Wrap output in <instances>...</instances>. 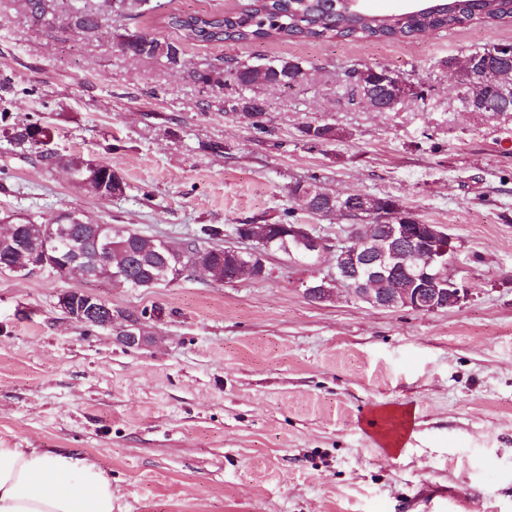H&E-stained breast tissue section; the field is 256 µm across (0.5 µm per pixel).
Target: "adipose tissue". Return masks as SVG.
Listing matches in <instances>:
<instances>
[{"label":"adipose tissue","mask_w":512,"mask_h":512,"mask_svg":"<svg viewBox=\"0 0 512 512\" xmlns=\"http://www.w3.org/2000/svg\"><path fill=\"white\" fill-rule=\"evenodd\" d=\"M0 512H112V481L68 448H1Z\"/></svg>","instance_id":"obj_1"}]
</instances>
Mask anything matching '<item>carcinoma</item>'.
<instances>
[{"mask_svg":"<svg viewBox=\"0 0 512 512\" xmlns=\"http://www.w3.org/2000/svg\"><path fill=\"white\" fill-rule=\"evenodd\" d=\"M30 19L35 24H47L55 19L53 0H23ZM165 8L164 0H100L96 9L87 7L85 0H70L66 12L68 27L83 37L94 36L99 29L102 12H111L130 18L148 17ZM173 37H157L142 30H126L119 36L122 51L149 60H159L172 69L183 66V48L196 43H251L276 40H384L399 41L415 38L431 30L451 29L468 22L481 20L489 24L512 23V0H436L430 8L413 9L398 14L354 12L344 0H246L240 8L222 13L169 11L164 16ZM196 81L205 88L222 90L230 81L237 86L264 85L279 82L288 87L299 81L303 69L288 59L267 61L228 60V70L207 65L194 71ZM484 96L493 112L512 113V95L499 94L490 83ZM46 133L37 121L24 127L0 124V133L22 151L33 149L34 133ZM303 136L311 143L336 139V129L329 124H308ZM112 234L122 235L131 242V250L115 261L125 279L140 283L151 272H158L168 259L161 241L134 229L112 226ZM188 248L202 258L229 267L233 252L220 246H202L198 241L188 242Z\"/></svg>","mask_w":512,"mask_h":512,"instance_id":"1","label":"carcinoma"}]
</instances>
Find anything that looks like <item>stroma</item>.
<instances>
[{
    "instance_id": "35a3bbf8",
    "label": "stroma",
    "mask_w": 512,
    "mask_h": 512,
    "mask_svg": "<svg viewBox=\"0 0 512 512\" xmlns=\"http://www.w3.org/2000/svg\"><path fill=\"white\" fill-rule=\"evenodd\" d=\"M107 16L93 38L64 18L33 25L0 0V112L39 116L51 148L105 161L122 197L84 191L36 151L0 137L5 216L55 222L71 211L179 244L206 225L233 246L236 224L290 218L332 240L346 216L318 219L287 190L392 196L455 237L471 290L435 313L379 309L337 290L315 303L300 284L332 270L266 259L268 275L218 284L204 271L155 288L0 272V447L71 448L112 479L113 512H512V114L464 111L448 60L512 43V26L471 24L402 41L187 45L185 64L122 52ZM225 57L288 58L290 88L248 91L262 129L229 111L233 87L202 89L193 70ZM384 67L413 93L390 112L353 100L346 72ZM328 123V143L306 124ZM82 289L156 310L150 340L73 323L58 297ZM401 436L400 452L381 437Z\"/></svg>"
}]
</instances>
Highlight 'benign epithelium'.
<instances>
[{
	"mask_svg": "<svg viewBox=\"0 0 512 512\" xmlns=\"http://www.w3.org/2000/svg\"><path fill=\"white\" fill-rule=\"evenodd\" d=\"M459 86L477 88L483 77L470 63L454 62L448 65ZM387 93L373 105L380 112L394 110L410 93L408 84L398 75L384 74ZM100 165L96 159H87L80 166L82 177L77 183L92 193L98 188L91 180L92 172ZM352 205L369 210L372 224L350 227L349 239L332 243L318 235L311 224H291L285 227L283 237L301 252V259L319 258L326 253L334 255L332 273L303 281V294L312 302H324L334 296L335 289L328 284L343 283L348 295L365 304L382 309H410L418 312H438L461 306L470 296L466 283L448 272L455 261L458 247L455 238L443 224H394L389 215L378 209L373 201L360 195ZM62 218L78 224L79 234L87 246L80 252L72 239L63 238L60 232L48 228L32 243L19 236L12 238L1 234L0 249L4 259L13 251L28 254V262L14 263L12 268L24 275L51 268L60 278L83 272L85 280L122 278V273L112 269L111 256L115 250H126L125 240L112 238L106 224H84L74 212H65ZM173 264L169 277L179 281L197 268L185 244L170 247ZM59 307L74 323L88 327L112 328L121 312L99 297L81 289H71L59 295ZM118 340L127 347L141 345L147 337L140 335L139 323L129 319L117 331Z\"/></svg>",
	"mask_w": 512,
	"mask_h": 512,
	"instance_id": "obj_1",
	"label": "benign epithelium"
}]
</instances>
